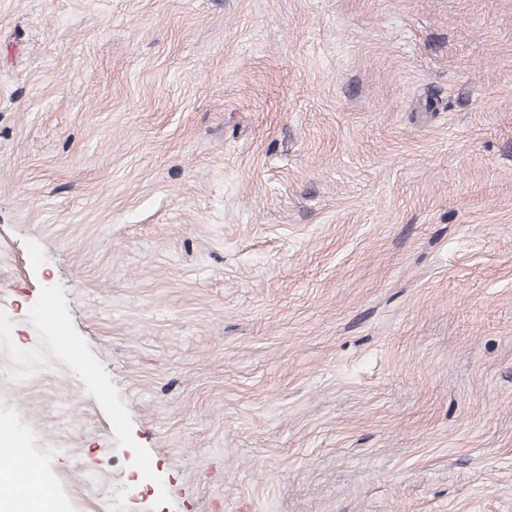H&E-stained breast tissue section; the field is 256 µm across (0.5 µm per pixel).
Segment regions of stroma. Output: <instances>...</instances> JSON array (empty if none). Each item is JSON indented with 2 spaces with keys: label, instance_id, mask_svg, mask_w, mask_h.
Masks as SVG:
<instances>
[{
  "label": "stroma",
  "instance_id": "obj_1",
  "mask_svg": "<svg viewBox=\"0 0 512 512\" xmlns=\"http://www.w3.org/2000/svg\"><path fill=\"white\" fill-rule=\"evenodd\" d=\"M0 424L59 512H512V0H0Z\"/></svg>",
  "mask_w": 512,
  "mask_h": 512
}]
</instances>
